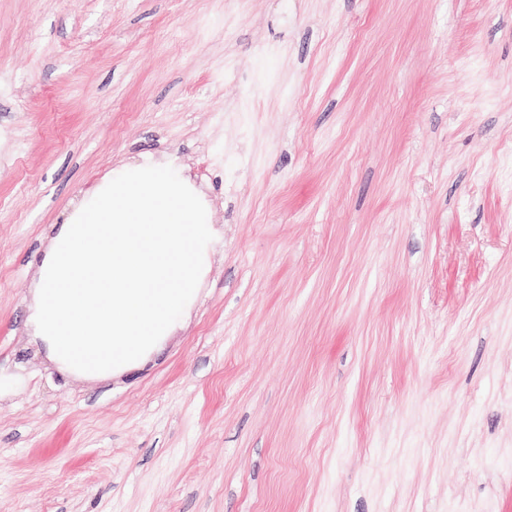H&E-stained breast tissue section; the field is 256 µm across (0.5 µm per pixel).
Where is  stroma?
<instances>
[{
	"label": "stroma",
	"instance_id": "1",
	"mask_svg": "<svg viewBox=\"0 0 512 512\" xmlns=\"http://www.w3.org/2000/svg\"><path fill=\"white\" fill-rule=\"evenodd\" d=\"M148 156L209 270L66 376L46 241ZM0 512H512V0H0Z\"/></svg>",
	"mask_w": 512,
	"mask_h": 512
}]
</instances>
